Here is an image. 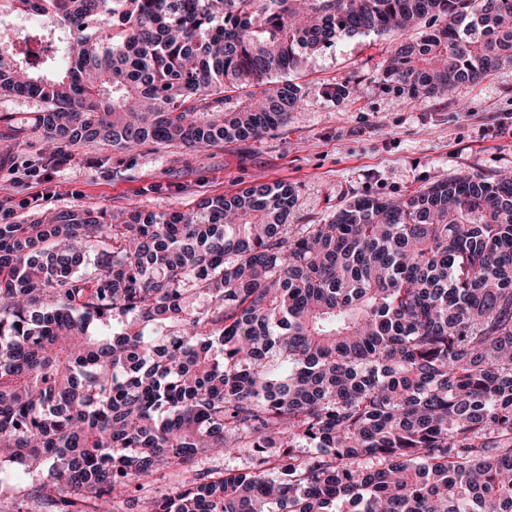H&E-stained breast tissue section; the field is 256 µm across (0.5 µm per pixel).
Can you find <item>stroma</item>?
<instances>
[{
    "mask_svg": "<svg viewBox=\"0 0 512 512\" xmlns=\"http://www.w3.org/2000/svg\"><path fill=\"white\" fill-rule=\"evenodd\" d=\"M422 33L362 34L308 55L289 75L302 101L284 126L204 148L148 143L127 152L90 144L49 166L32 126L42 102L0 96V203L17 205L18 223L76 208L168 213L259 182L286 183L295 193L289 224H324L357 199H398L441 179L512 172V65L423 100L382 80L394 46ZM344 82L357 87L355 96L327 95L328 85ZM251 455L248 448L202 454L187 469L158 470L144 478L141 499L178 491L184 471L242 469Z\"/></svg>",
    "mask_w": 512,
    "mask_h": 512,
    "instance_id": "stroma-1",
    "label": "stroma"
}]
</instances>
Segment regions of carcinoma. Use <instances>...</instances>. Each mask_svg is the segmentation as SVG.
Returning a JSON list of instances; mask_svg holds the SVG:
<instances>
[{
  "label": "carcinoma",
  "instance_id": "cac0c4a2",
  "mask_svg": "<svg viewBox=\"0 0 512 512\" xmlns=\"http://www.w3.org/2000/svg\"><path fill=\"white\" fill-rule=\"evenodd\" d=\"M424 22L382 72L414 98L512 64V0H0V95L44 104L60 161L213 146L284 124L301 88L273 74ZM294 205L258 183L0 224V469L47 467L38 512L240 448L145 512H512V174ZM253 454L252 448H243L230 455L202 454L191 460L186 468L197 474L242 469L250 465Z\"/></svg>",
  "mask_w": 512,
  "mask_h": 512
}]
</instances>
